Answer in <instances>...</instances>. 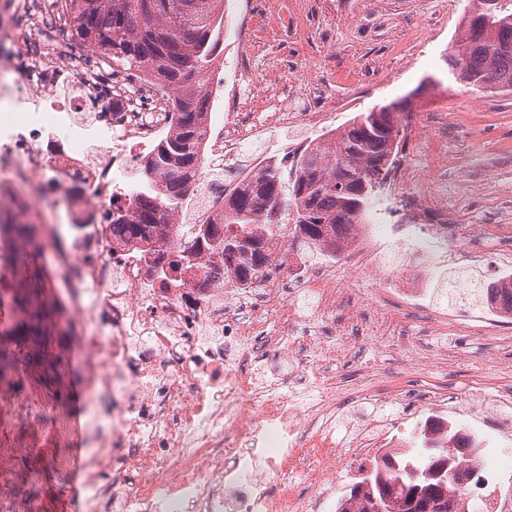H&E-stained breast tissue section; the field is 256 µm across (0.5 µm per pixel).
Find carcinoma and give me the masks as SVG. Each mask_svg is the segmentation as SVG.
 <instances>
[{
    "mask_svg": "<svg viewBox=\"0 0 512 512\" xmlns=\"http://www.w3.org/2000/svg\"><path fill=\"white\" fill-rule=\"evenodd\" d=\"M77 36L93 52L126 71L145 72L158 92L176 90L177 122L172 135L153 149L141 180L133 186L126 207L112 211L110 221L127 239L149 241L144 233L164 224L168 213L185 203L201 166L210 97L206 87L220 54L224 0H68ZM458 47L445 56L455 81L480 92L512 91V0H472ZM403 102L394 101L361 112L311 141L293 161L288 183L277 168L267 166L224 196V217L199 230L193 246L169 262L175 271L188 267L197 251L206 248L224 257V265L242 275L258 274L266 259L262 230L289 219L299 250L317 257L320 245H343L354 224L365 223L368 208L386 183L399 152ZM19 239L28 250L16 257L26 269L9 282L11 301L22 313L12 336L27 342L51 335L58 306L40 297L43 273L30 267L41 250L36 225L14 216L0 224V240ZM481 300L497 304L512 315V288L472 286ZM24 370L49 381L52 367L39 346L18 358L0 344V382ZM457 449L424 447L414 457L405 451L385 469H362L350 489L359 500L358 512L381 503L385 512H461L448 494V476L464 481L454 470L460 450L475 448L456 435Z\"/></svg>",
    "mask_w": 512,
    "mask_h": 512,
    "instance_id": "obj_1",
    "label": "carcinoma"
}]
</instances>
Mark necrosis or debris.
<instances>
[{"mask_svg":"<svg viewBox=\"0 0 512 512\" xmlns=\"http://www.w3.org/2000/svg\"><path fill=\"white\" fill-rule=\"evenodd\" d=\"M21 80L0 81V210L16 209L20 187L46 185L66 196L75 221L92 225L55 246L45 272L63 281L64 354L85 395V500L91 512H319L335 503L336 474L355 460L393 453L390 421L373 419L343 441L341 398L327 367L335 349L300 330L299 307L283 296L280 275L311 292L317 314L344 307L349 294L335 260L310 264L287 251L288 225L269 233L261 276L238 279L222 257L201 253L192 268L159 276L191 245L201 224L224 212V170L241 176L258 136L243 120L236 90L211 82L204 157L183 208L150 228L167 249L149 253L124 241L108 215L122 206L128 178L153 143L173 127V95L113 70L100 54L44 53L29 41ZM409 224L353 225L346 259L373 274L380 291L414 309L431 275L379 256L383 241L410 240ZM297 353L301 377H314L303 398L260 362ZM428 415L420 429L448 444V388L424 385ZM40 392L15 398L0 383V424L23 426L53 411Z\"/></svg>","mask_w":512,"mask_h":512,"instance_id":"obj_1","label":"necrosis or debris"}]
</instances>
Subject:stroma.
<instances>
[{
    "label": "stroma",
    "mask_w": 512,
    "mask_h": 512,
    "mask_svg": "<svg viewBox=\"0 0 512 512\" xmlns=\"http://www.w3.org/2000/svg\"><path fill=\"white\" fill-rule=\"evenodd\" d=\"M235 0H224L226 35L221 63L237 61L252 81L242 89L246 111L262 122L277 102L303 112H318L325 128L344 124L377 104L405 103L403 138L397 164L427 172L401 185L394 195L402 203L394 223L409 220L406 202L437 194L454 200L456 224L512 225V93L477 94L455 82L445 54L462 37L461 23L470 0H253V43L242 47L231 35L236 24ZM426 40H419V30ZM468 247L483 252L471 273L484 281L502 275L512 254V239L488 247L472 237ZM349 288L348 307L332 320L376 315L388 321L389 340L372 343L365 336L323 334L339 353L332 372L343 391L353 392L366 381L367 368L397 380V399L363 405L344 419L338 435L371 417L395 423L398 438L411 440L415 415L423 399L419 377L405 376L416 348L448 354L450 405L466 411L472 422H487L484 402L473 396L474 385L498 369H512V319L493 329L494 340L447 334L424 336V316L405 314L393 299L376 300L368 277L342 265ZM82 448L72 440L45 442L15 463L8 495L20 504H36L38 512H84L82 493L53 466L56 457H74Z\"/></svg>",
    "instance_id": "stroma-1"
}]
</instances>
